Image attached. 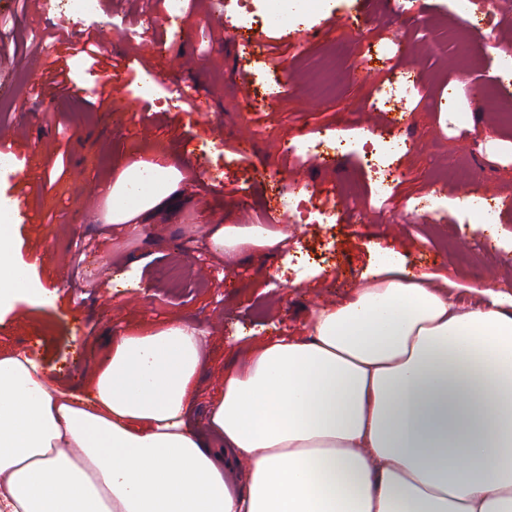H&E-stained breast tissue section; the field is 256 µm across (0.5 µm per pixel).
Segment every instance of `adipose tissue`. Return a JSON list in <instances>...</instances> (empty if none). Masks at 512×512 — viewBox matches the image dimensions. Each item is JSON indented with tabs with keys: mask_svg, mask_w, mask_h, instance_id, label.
<instances>
[{
	"mask_svg": "<svg viewBox=\"0 0 512 512\" xmlns=\"http://www.w3.org/2000/svg\"><path fill=\"white\" fill-rule=\"evenodd\" d=\"M135 163L110 186L124 223L176 186ZM0 200V303L35 290ZM218 253L275 248L268 224L208 234ZM476 307L387 258L369 286L264 337L224 371L210 439L190 425L199 331L174 319L111 336L93 384L55 385L0 352V512H512V295Z\"/></svg>",
	"mask_w": 512,
	"mask_h": 512,
	"instance_id": "ef3b65f1",
	"label": "adipose tissue"
}]
</instances>
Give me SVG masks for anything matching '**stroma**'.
<instances>
[{"mask_svg":"<svg viewBox=\"0 0 512 512\" xmlns=\"http://www.w3.org/2000/svg\"><path fill=\"white\" fill-rule=\"evenodd\" d=\"M252 8L253 28L240 32L236 0L223 14L189 0L177 20L162 2L101 0L82 27L60 32L39 0H0V68L16 102L0 115L14 156L0 197L20 201L14 254L46 290L0 312V350L30 349L51 376L87 385L109 334L191 322L204 332L192 421L205 436L207 405L250 340L308 335L314 311L372 283L378 247L433 286L453 282L462 303L479 285L512 294V75L498 77L479 52L487 35L512 45V0L466 18L455 0L409 11L315 0L288 20L275 0ZM89 29L107 37L95 61L74 49ZM379 43L388 59L354 70ZM116 59L125 67L115 75ZM401 72L423 85L412 111L369 106ZM274 78L281 91L264 98ZM181 88L189 95L172 106ZM367 129L411 144L382 208L367 205ZM326 132L343 141L337 156L290 164L289 145ZM139 161L177 166L182 178L169 206L136 217V238L96 196ZM473 192L495 196L498 223L452 206ZM270 210L301 258L210 251L212 225L260 224ZM329 210L335 223H322Z\"/></svg>","mask_w":512,"mask_h":512,"instance_id":"stroma-1","label":"stroma"}]
</instances>
